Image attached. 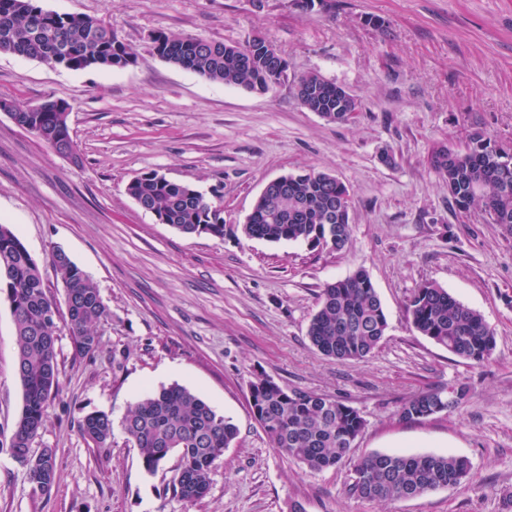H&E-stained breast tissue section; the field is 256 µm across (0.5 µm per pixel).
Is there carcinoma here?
<instances>
[{"instance_id": "carcinoma-1", "label": "carcinoma", "mask_w": 512, "mask_h": 512, "mask_svg": "<svg viewBox=\"0 0 512 512\" xmlns=\"http://www.w3.org/2000/svg\"><path fill=\"white\" fill-rule=\"evenodd\" d=\"M157 55L168 63L213 82L266 92L288 78V62L278 67L268 61L265 39L253 44L210 41L191 35L177 36L158 30L152 37ZM0 53L36 58L50 65L79 71L91 67L123 68L135 62L134 53L112 28L83 14H59L36 5L35 0H0ZM312 89L299 104L334 121L336 104L358 111V102L343 95V87L316 72L300 76ZM70 105L60 99L45 100L40 110L14 103L16 121L52 148L67 147L79 162L71 138ZM444 160L432 164L448 184L455 205L467 210L480 206L491 224L512 229V152L473 138L463 150L447 147ZM127 194L161 224L184 234L224 236L223 219L209 198L189 185L173 182L158 172L143 174L127 184ZM248 238L268 242H304L313 247L341 251L350 235L349 194L345 185L326 172L288 175V197L272 189L256 201L252 216L242 225ZM56 276L65 288L66 325L76 352L89 356L99 346L96 327L106 308L91 278L64 252L52 254ZM0 296L6 298L14 321L15 372L23 394L22 408L9 437V451L24 454L19 463L36 493L51 490L56 477V454L45 448L31 454V445L43 429L48 410L61 390L56 333L57 309L49 295L38 263L24 242L7 224H0ZM412 326L421 335L453 355L481 363L496 347V337L483 316L433 284L418 288L408 304ZM388 327L380 297L362 269L329 283L319 296L308 337L324 356L363 361L378 347ZM458 396L440 387L416 395L402 404L399 416L418 420L456 409L467 388ZM250 406L268 435L272 447L310 472L335 468L349 458L365 427L360 413L344 402L290 389L271 378L250 383ZM121 429L139 450L141 464L155 472L173 453L180 467L173 493L185 502L203 498L209 475L224 449L237 438L238 428L204 400L178 384L146 393L126 414ZM79 432L97 448L108 446L113 423L104 412L84 416ZM353 471L363 474L360 484H350L352 495L365 500L392 502L404 499L410 489L421 493L458 486L469 463L445 454L401 455L375 453L360 459Z\"/></svg>"}]
</instances>
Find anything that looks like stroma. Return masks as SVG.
<instances>
[{
    "label": "stroma",
    "instance_id": "35a3bbf8",
    "mask_svg": "<svg viewBox=\"0 0 512 512\" xmlns=\"http://www.w3.org/2000/svg\"><path fill=\"white\" fill-rule=\"evenodd\" d=\"M37 3L102 20L136 60L72 71L0 54V98L66 100L82 158L72 164L0 112V222L57 302L59 248L106 307L93 355H76L58 326L62 393L32 444L55 450L57 472L40 494L8 449L22 388L0 298V512H512V232L480 207L458 209L429 163L435 148L462 149L476 135L512 149V0H316L310 10L295 0ZM160 29L225 43L263 35L290 77L320 73L359 110L331 123L298 103L289 80L265 93L206 80L154 52ZM153 170L210 198L223 237L186 235L142 210L126 186ZM309 171L349 192L342 251L242 234L267 182ZM360 269L386 335L367 360L325 357L307 335L319 295ZM425 284L483 315L496 336L488 360H462L413 328L407 305ZM259 376L354 407L365 427L348 461L312 473L278 453L248 402ZM173 384L239 430L193 503L171 493L178 455L146 472L118 428L146 391ZM448 385L468 390L456 409L400 418L405 401ZM94 411L117 425L109 447L79 433ZM374 453L457 455L469 474L414 499L362 500L349 493L352 467Z\"/></svg>",
    "mask_w": 512,
    "mask_h": 512
}]
</instances>
